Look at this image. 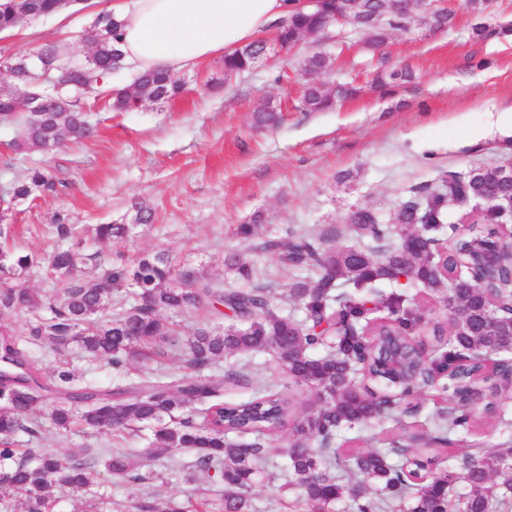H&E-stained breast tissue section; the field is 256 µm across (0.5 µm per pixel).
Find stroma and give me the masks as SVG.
<instances>
[{
  "mask_svg": "<svg viewBox=\"0 0 512 512\" xmlns=\"http://www.w3.org/2000/svg\"><path fill=\"white\" fill-rule=\"evenodd\" d=\"M112 2L83 0L0 34V63L32 55L47 43L67 56L86 54L82 34ZM448 8L455 23L447 30L391 33L385 46L390 62L409 65L415 73L413 83L392 96L381 95L372 85L376 59L366 34L341 28L326 45L334 65L323 79L329 85L352 84L359 92L328 112L295 108L298 63L309 49L304 41L289 56L269 53L226 85L220 82L219 55L181 71L186 91L168 103L147 102L127 112L88 105L95 137L67 143L46 157L13 150L16 128L0 126V187L23 178L41 160L68 184L59 195L15 206L9 216V245L42 256L56 245L57 213L75 224H120L134 203L143 202L154 212L152 223L121 239L86 240L85 251L99 250L116 259L164 252L203 265L215 283L228 288L241 282L225 272L224 255L239 251L263 272L274 307L297 314L288 301L295 275L276 256L252 251L250 240L237 234L238 225L253 213L265 217L255 228L259 238L332 226L336 247L355 246L359 240L350 217L357 209H371L390 224L403 201L432 190L448 174L512 159V124L498 120L512 111V40H475V19L463 0H448ZM264 98L282 103L279 126H255L253 108ZM68 360L80 379L102 390L147 376L171 379L184 371L176 359L140 362L119 378L111 366L88 361L77 349H70ZM448 407V400L433 391L413 396L389 417L344 428L336 446L343 451L392 447L406 434L434 432L433 416ZM475 416L480 426L452 434V455L441 460V468L454 469L455 455L490 450L512 438L506 429L483 423V407H476ZM288 439L284 432L269 441L271 475L254 485L250 512H296L298 492L287 487L280 469V450ZM18 445L79 454L87 448H136L140 441L76 429L46 431L34 440L23 434ZM190 461L184 454L168 466L154 467L142 484L109 477L99 467L93 486L107 491L118 512H128L148 491L159 499H181L195 487L220 498L223 485L205 474H198L195 484L185 483L184 467Z\"/></svg>",
  "mask_w": 512,
  "mask_h": 512,
  "instance_id": "obj_1",
  "label": "stroma"
}]
</instances>
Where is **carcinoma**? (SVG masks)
<instances>
[{"instance_id": "cac0c4a2", "label": "carcinoma", "mask_w": 512, "mask_h": 512, "mask_svg": "<svg viewBox=\"0 0 512 512\" xmlns=\"http://www.w3.org/2000/svg\"><path fill=\"white\" fill-rule=\"evenodd\" d=\"M58 11V0H0V31L10 32L30 19ZM413 18L391 8L387 0H321L320 6L298 11L279 25L271 40H259L224 57V80L249 70L268 50V45L296 46L310 40L313 47L300 62L303 112H324L341 98L356 93L344 85L334 94L321 89L318 78L330 71L331 55L318 49L331 38V21L341 17L345 25L366 31L370 47L381 50L393 30L411 28L441 30L452 24L449 13H434L429 0H412ZM386 17L371 23L374 15ZM473 37L512 36V27L491 29L485 23L472 27ZM121 22L109 11L96 15L83 39L92 47L85 57L64 56L53 44L42 46L34 59L19 56L11 61L14 86L37 95L36 101L0 97V124L19 127L16 149L51 154L67 140H85L95 135L81 102L83 87L91 79L108 80L122 67L119 48ZM407 67H381L377 86L385 91L411 82ZM137 93L108 89L107 105L113 112H127L140 100L170 102L180 97L184 83L174 73L155 69L135 79ZM254 122L276 126L282 119L280 105L265 100L254 109ZM506 166L475 167L452 174L429 195L405 202L395 223L385 224L370 210L351 216V229L370 246L355 253L328 244L333 230L321 229L284 239L267 238L252 251L275 253L290 272L307 270L312 275L293 283L288 301L304 318L297 320L274 310L268 288L258 283L260 274L247 255L228 252L225 271L253 283L246 290L217 287L200 265L176 263L166 253H142L117 263L97 255L93 270L84 268L83 254L74 246H59L44 260L50 274L61 284L58 295H41L27 286L37 257L0 247V512H57L59 492L68 490L75 505L72 512H112L111 499L91 489V475L104 467L112 478L143 482L144 467L166 463L191 452L190 468L224 485V497L204 496L182 504L161 500L146 492L133 506L135 512H249L250 492L259 476L268 473L267 440L291 427L288 444L282 448L284 471L299 490L304 512H329L339 500L349 499L353 512H454L441 491L455 475L432 468L449 444L433 437L420 447L391 451H357L342 459L332 448L345 426L375 420L392 410L397 396L413 384L419 357L412 339L420 318L404 293L380 298L387 315L371 325L364 297L378 284L396 282L404 276L410 286L430 293L456 290L449 307L448 349H439L427 362L438 375L437 391L451 392L453 406L440 418L438 427L447 431L465 428L470 418L464 410L466 383L479 363L467 358L479 354H501L512 348V315L495 310L485 292L477 288L467 262V242L455 240L453 247L436 261L423 253L438 237L453 234L445 224V211L481 199L484 208L473 217L475 224L490 226L480 236L490 241L495 224L512 218L502 213L498 201L512 196V181L504 177ZM64 187L49 165L28 169L24 180L11 183L0 194V238L8 234V213L20 201L54 195ZM127 224H94L84 233L96 241L122 238L130 228L149 224L153 210L142 202L132 205ZM61 240L80 235L69 217L54 219ZM500 272L494 277L496 294L512 295V245L504 243ZM341 276L348 294L336 293L335 276ZM127 288L121 311L105 316L114 294ZM233 313L224 324L223 308ZM188 310L206 313L184 331L168 315ZM26 314L28 328L18 335L7 320ZM49 345L61 352L77 347L87 358L105 359L117 375L125 374L132 362L179 358L187 368L180 376L165 380L146 377L132 385L101 391L74 382L69 362L59 358L50 378L39 381V360L28 345ZM269 351L283 373L296 385L307 386L314 397L309 411L294 414L289 395L261 385L246 364L224 371L216 382L210 372L223 367L224 358ZM253 388L252 396L240 402L224 401V391ZM50 392L44 421H32L29 412ZM80 424L104 432L135 430L142 433L143 448L137 454L114 452L102 455L43 452L16 448L21 433L36 438L45 428L69 432ZM457 467L469 487L463 512H498L499 504L512 493V483L497 484L493 478L512 472V440L502 447L478 455L456 457Z\"/></svg>"}]
</instances>
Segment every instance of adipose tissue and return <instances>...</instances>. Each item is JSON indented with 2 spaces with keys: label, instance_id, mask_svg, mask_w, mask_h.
Listing matches in <instances>:
<instances>
[{
  "label": "adipose tissue",
  "instance_id": "adipose-tissue-1",
  "mask_svg": "<svg viewBox=\"0 0 512 512\" xmlns=\"http://www.w3.org/2000/svg\"><path fill=\"white\" fill-rule=\"evenodd\" d=\"M302 0H117L123 62L176 73L230 55L288 20Z\"/></svg>",
  "mask_w": 512,
  "mask_h": 512
}]
</instances>
